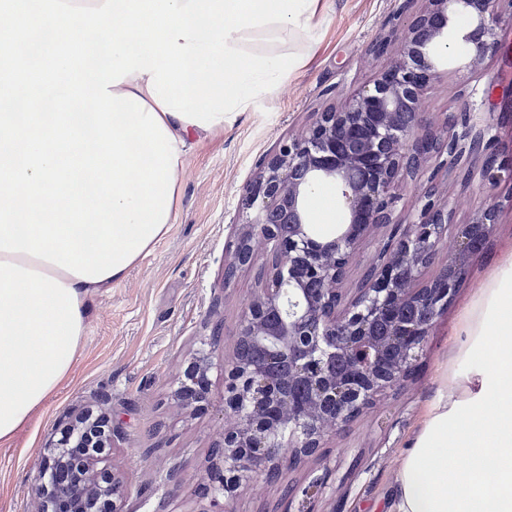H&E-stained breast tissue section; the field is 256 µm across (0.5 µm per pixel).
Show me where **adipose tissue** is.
Here are the masks:
<instances>
[{"mask_svg":"<svg viewBox=\"0 0 512 512\" xmlns=\"http://www.w3.org/2000/svg\"><path fill=\"white\" fill-rule=\"evenodd\" d=\"M322 2L0 0V442L69 377L90 297L168 234L189 138L305 64ZM505 336L512 252L459 319L387 512H512Z\"/></svg>","mask_w":512,"mask_h":512,"instance_id":"ef3b65f1","label":"adipose tissue"}]
</instances>
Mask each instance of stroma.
<instances>
[{
  "label": "stroma",
  "instance_id": "35a3bbf8",
  "mask_svg": "<svg viewBox=\"0 0 512 512\" xmlns=\"http://www.w3.org/2000/svg\"><path fill=\"white\" fill-rule=\"evenodd\" d=\"M316 19L308 63L276 78L273 92L255 96L222 131L192 138L183 160L178 206L168 234L111 288L89 302L87 336L69 377L8 442L0 443V512H36L40 454L66 414L108 406L116 428L112 466L126 479L124 512H200L212 450L229 425L222 367L235 354L245 303L262 286L269 254L256 245L254 264L224 281V261L239 224L247 184L280 145L301 132L312 113L339 105L387 68L402 29L425 0H325ZM472 74L438 81L422 105L425 123L449 112H481L493 124V150L512 165V28ZM388 51L374 53L376 43ZM495 95L485 99L486 84ZM454 224L472 220L488 198L500 204L487 248L472 257L471 274L438 319L400 387L382 395L353 423L329 433L320 456L302 461L285 479L251 474L232 512H279L286 486L323 484L316 512H387L395 474L417 422L432 400L457 322L494 261L512 249V179L493 187L440 176ZM216 349L211 403L193 414L173 399L182 373L202 344Z\"/></svg>",
  "mask_w": 512,
  "mask_h": 512
}]
</instances>
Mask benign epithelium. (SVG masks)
Wrapping results in <instances>:
<instances>
[{
    "instance_id": "1",
    "label": "benign epithelium",
    "mask_w": 512,
    "mask_h": 512,
    "mask_svg": "<svg viewBox=\"0 0 512 512\" xmlns=\"http://www.w3.org/2000/svg\"><path fill=\"white\" fill-rule=\"evenodd\" d=\"M402 32L393 63L355 90L339 107L313 113L302 134L284 143L246 188L256 209L241 225L224 282L253 263L252 244L269 247L265 287L244 308L232 363L224 367L225 408L236 425L216 445L207 467L199 512L226 508L244 474L295 467L322 448L330 428L345 426L411 370L432 326L470 275V259L483 250L497 223V205L484 203L458 225L448 264L426 278L448 232L449 203L429 189L412 209L397 211L404 176L441 154L439 138L422 121V103L453 58L473 70L512 26V0H426ZM460 128L440 167L457 166V154H486L482 177L494 184L501 169L490 152L495 136L478 114L448 113ZM336 189L342 220L334 236L311 229L312 187ZM395 225L392 240L376 243L364 286L348 302L336 284L373 230ZM216 353L202 349L188 363L175 391L181 405L199 410L210 401L209 373ZM98 452L80 436L54 440L40 458L35 495L40 512H123V477L106 464L114 451L112 416ZM322 483L301 489L297 510L315 512Z\"/></svg>"
}]
</instances>
